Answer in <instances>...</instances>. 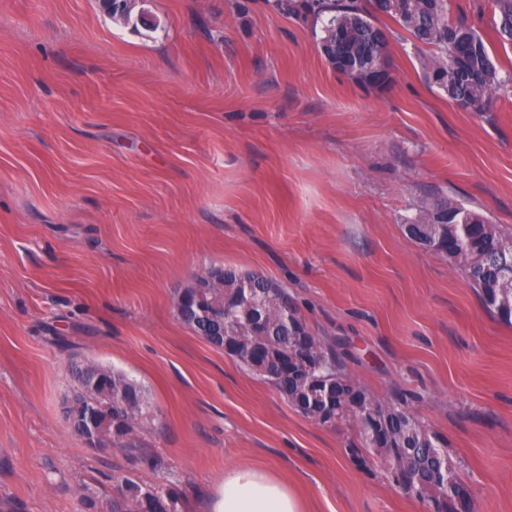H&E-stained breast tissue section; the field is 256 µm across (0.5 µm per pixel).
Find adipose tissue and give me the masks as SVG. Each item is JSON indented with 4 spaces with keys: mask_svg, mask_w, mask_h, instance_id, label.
Returning a JSON list of instances; mask_svg holds the SVG:
<instances>
[{
    "mask_svg": "<svg viewBox=\"0 0 512 512\" xmlns=\"http://www.w3.org/2000/svg\"><path fill=\"white\" fill-rule=\"evenodd\" d=\"M205 512H301L300 502L287 483L249 468H234Z\"/></svg>",
    "mask_w": 512,
    "mask_h": 512,
    "instance_id": "ef3b65f1",
    "label": "adipose tissue"
}]
</instances>
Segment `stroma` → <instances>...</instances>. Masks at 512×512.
I'll return each instance as SVG.
<instances>
[{"instance_id":"35a3bbf8","label":"stroma","mask_w":512,"mask_h":512,"mask_svg":"<svg viewBox=\"0 0 512 512\" xmlns=\"http://www.w3.org/2000/svg\"><path fill=\"white\" fill-rule=\"evenodd\" d=\"M0 0V512H79L112 478L203 507L228 469L275 473L304 512H425L354 461L350 436L295 410L184 324L211 266L288 290L350 347L372 393H413L477 512H512V325L409 238L442 196L512 227V49L492 0H451L507 81L490 112L429 87L395 21L390 82L321 56V26L268 0ZM126 373L149 463L95 450L62 414L72 365Z\"/></svg>"}]
</instances>
